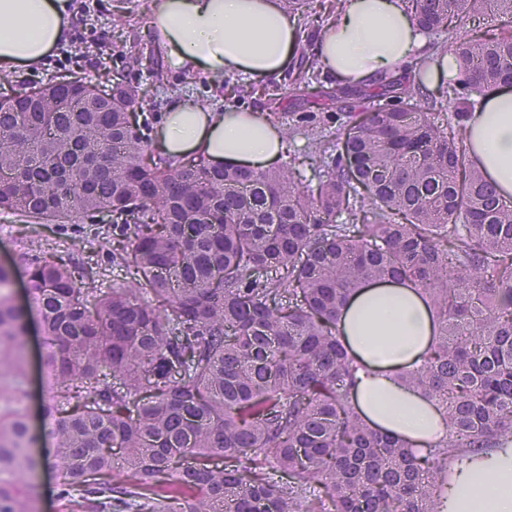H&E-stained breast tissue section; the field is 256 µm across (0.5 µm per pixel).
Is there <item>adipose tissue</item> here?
Instances as JSON below:
<instances>
[{
  "mask_svg": "<svg viewBox=\"0 0 512 512\" xmlns=\"http://www.w3.org/2000/svg\"><path fill=\"white\" fill-rule=\"evenodd\" d=\"M69 0H0V75L40 65L67 37ZM151 26L175 67L213 78L233 73L273 77L298 45L295 19L281 0H154ZM426 39L404 0H346L316 41L328 76L370 84L417 63ZM157 137L174 156L201 153L218 163L264 168L278 160L282 133L252 111L214 110L189 99L167 107ZM465 145L478 167L512 194V88L487 93L470 121ZM353 353L373 371L355 398L372 426L418 450L444 436L440 412L399 377L434 335L432 312L412 288L373 283L343 309ZM448 512H512V447L469 453L452 468Z\"/></svg>",
  "mask_w": 512,
  "mask_h": 512,
  "instance_id": "obj_1",
  "label": "adipose tissue"
}]
</instances>
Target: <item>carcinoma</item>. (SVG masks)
I'll list each match as a JSON object with an SVG mask.
<instances>
[{"instance_id":"obj_1","label":"carcinoma","mask_w":512,"mask_h":512,"mask_svg":"<svg viewBox=\"0 0 512 512\" xmlns=\"http://www.w3.org/2000/svg\"><path fill=\"white\" fill-rule=\"evenodd\" d=\"M464 77L428 98L416 71L328 88L314 54L270 108L309 152L267 170L170 157L146 99L82 76L0 91V212L27 224L91 219L108 268L73 241L30 243L65 512H440L448 461L512 444V195L469 159L466 122L512 84V35L449 37L452 19L512 15V0H409ZM351 100L327 112L328 101ZM399 282L436 316L401 379L443 414L417 454L353 401L369 369L340 315L360 288ZM28 309L0 265V476L39 461L26 411ZM124 469L129 477L113 480ZM0 480V512H33Z\"/></svg>"}]
</instances>
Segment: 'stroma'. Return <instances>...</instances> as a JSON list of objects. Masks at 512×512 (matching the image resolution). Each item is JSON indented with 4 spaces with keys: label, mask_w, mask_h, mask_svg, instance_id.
Masks as SVG:
<instances>
[{
    "label": "stroma",
    "mask_w": 512,
    "mask_h": 512,
    "mask_svg": "<svg viewBox=\"0 0 512 512\" xmlns=\"http://www.w3.org/2000/svg\"><path fill=\"white\" fill-rule=\"evenodd\" d=\"M154 0H70L72 12L80 23L74 28L69 41L53 51L51 56L34 72H19L3 78L0 83L20 89L43 84L70 73L77 72L95 82L107 85L112 77L122 80L156 97L157 107L145 109L143 117L148 128H156L170 101L189 96L214 108H225L230 103L224 96V82L200 73L175 69L163 49L152 35L150 18ZM126 13L125 26L112 24L114 14ZM127 44L125 56L100 61L97 52L111 48L113 42ZM154 47L159 60L160 77H153L141 66L138 57L146 47ZM37 235L45 243L63 239L79 241L82 250L76 253L77 261L93 259L101 266H108L112 259V247L97 238L87 224H45L27 230L23 222L10 214L0 213V263L12 264L16 269L15 296L19 303L28 300L24 246L29 235ZM28 353V396L25 400L27 412L34 427H41L48 399L42 396L39 385L41 365V335L37 315H30L26 337ZM40 459V466L30 473L26 483L32 492L35 512H63L57 495L56 444L52 437L40 436L33 448Z\"/></svg>",
    "instance_id": "1"
}]
</instances>
